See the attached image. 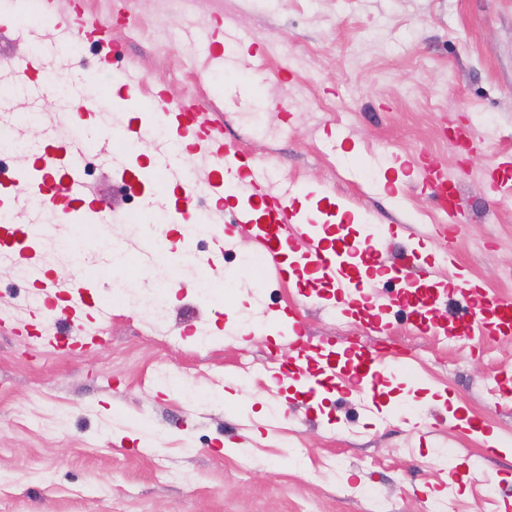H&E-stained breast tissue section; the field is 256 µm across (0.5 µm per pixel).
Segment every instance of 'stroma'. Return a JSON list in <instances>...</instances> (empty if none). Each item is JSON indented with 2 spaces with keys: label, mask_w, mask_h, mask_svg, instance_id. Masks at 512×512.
Returning a JSON list of instances; mask_svg holds the SVG:
<instances>
[{
  "label": "stroma",
  "mask_w": 512,
  "mask_h": 512,
  "mask_svg": "<svg viewBox=\"0 0 512 512\" xmlns=\"http://www.w3.org/2000/svg\"><path fill=\"white\" fill-rule=\"evenodd\" d=\"M113 15L117 70L135 69L167 97L194 99L224 116V136L249 157L273 160L289 181L340 201L334 233L349 240L360 224H401L382 262L408 268L412 251L439 261L453 254L489 295L512 297V205H502L487 173L512 153V0H83ZM11 28L0 34V61L51 46L53 31L17 0H0ZM240 35L230 67L198 82L216 24ZM265 49L256 73L251 52ZM12 116L36 113L17 136L43 145L47 131L71 134L131 115L79 110L77 97L47 96L32 106L13 80L0 78ZM278 128L276 138L257 124ZM488 148L469 152L460 124ZM84 159L92 193L124 214L141 212L148 191L122 187L117 164L95 149ZM435 163L459 179L466 223H444L420 180ZM397 178L398 194L381 188ZM225 227L205 254L215 279L232 281L219 308L182 283L154 325L114 294L110 253L53 254L81 237L77 224H47L33 237L52 283L90 277L98 287L66 325L80 345L54 347L60 326L40 282H18L13 253L0 248V512H432L436 492L450 512H512V335L452 337L414 325L397 296L400 281L375 282L386 332L371 314L339 315L300 294L294 279L256 283L227 248L251 253L247 236ZM445 224V223H444ZM112 308L110 319L97 313ZM295 312L313 345L353 342L412 359V376L385 370L369 398L326 388L306 396L279 386L280 363L294 346L276 341L271 319ZM33 315L17 329L15 316ZM386 409L368 413L365 401ZM338 478L323 477L328 461ZM466 474L458 485V474Z\"/></svg>",
  "instance_id": "1"
}]
</instances>
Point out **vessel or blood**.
I'll list each match as a JSON object with an SVG mask.
<instances>
[{"label":"vessel or blood","mask_w":512,"mask_h":512,"mask_svg":"<svg viewBox=\"0 0 512 512\" xmlns=\"http://www.w3.org/2000/svg\"><path fill=\"white\" fill-rule=\"evenodd\" d=\"M34 10L43 22L57 32L60 40H84L96 44L103 53L98 68L82 77L86 97L100 94V78L108 76L110 82L121 84L124 110L146 113V125L122 126L107 133L108 145H130L149 133L153 124L166 125L180 136L193 140V149L202 152L209 162L205 185L215 205L210 212L211 223H220L224 216V200L240 199L234 214L236 229L248 232L255 242L257 255L256 276L266 278L270 272H283L286 252L300 248V265L321 272L335 290L336 309L348 312L351 308L373 307L374 302L365 290L366 279L384 275L380 261L385 234L376 224L364 227L363 235L353 241L333 240L329 228L310 222L299 200L308 196L306 186L292 184L284 192L269 188L271 170L259 160L245 155L235 144L224 138L221 119L207 115L196 104L186 100L170 101L163 91L144 92L146 80L130 71L112 68L111 54L115 48L111 27L98 15L75 11L68 18H59L54 0H32ZM49 56L36 55L13 63L15 76L28 80L27 94L31 102H39L43 95L41 79L48 72ZM86 144L82 138L68 139L65 144L49 141L41 156L33 164L20 168L19 174L28 179L33 194L48 200L53 212L67 220L81 224H108L112 212L103 200L91 197L80 164ZM138 178L157 181L159 188L147 203L146 211L135 215V222H145L149 209L166 207L172 195L191 190L188 176L175 161L168 144H159L155 157L147 169L138 171ZM426 189L454 224L465 221L457 203L458 181L447 170L436 164L422 167ZM434 270H426L423 278L407 279L404 292L406 304L412 310L420 328H427L430 316L436 315L437 294L432 287ZM449 295L458 297L469 309L466 320L458 322V335L492 336L512 334V299L493 297L482 287L471 285L465 277L448 283ZM298 354L314 362L322 383H337L347 393L369 394L382 368L379 354L361 351L357 346L300 344Z\"/></svg>","instance_id":"obj_1"}]
</instances>
